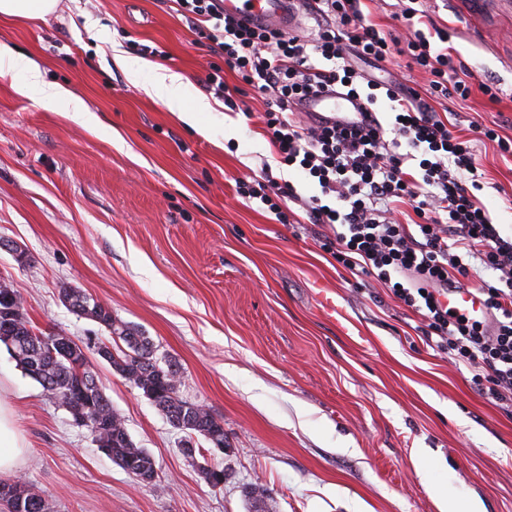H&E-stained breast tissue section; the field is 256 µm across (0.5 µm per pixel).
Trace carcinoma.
Listing matches in <instances>:
<instances>
[{"label": "carcinoma", "instance_id": "obj_1", "mask_svg": "<svg viewBox=\"0 0 512 512\" xmlns=\"http://www.w3.org/2000/svg\"><path fill=\"white\" fill-rule=\"evenodd\" d=\"M60 297L78 317L105 328L112 344V369L161 410L173 427L186 437H202L213 443V436L224 435V424L206 409L181 396L178 366H160L149 337L135 326L112 316V310L79 288L63 287ZM0 344L14 350L13 359L25 375L36 381L50 399L71 415L89 405L94 408L85 428L93 442L107 449V455L140 482H153V458L131 439L112 401L85 367V356L71 338L44 332L32 325L18 289L0 287ZM0 500L10 512H52L46 497L14 481H0Z\"/></svg>", "mask_w": 512, "mask_h": 512}]
</instances>
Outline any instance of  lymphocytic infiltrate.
Instances as JSON below:
<instances>
[{
    "mask_svg": "<svg viewBox=\"0 0 512 512\" xmlns=\"http://www.w3.org/2000/svg\"><path fill=\"white\" fill-rule=\"evenodd\" d=\"M194 36L218 55L202 85L229 111L255 91L264 101L262 130L282 165L300 171L316 192L302 196L279 182L270 165L260 176L237 179L244 200H259L272 221L320 225L319 248L354 279H375L422 320V340L450 362L472 371L492 399L512 401V235H503L470 191L476 175L471 143L496 142L512 156V141L470 122L471 139L456 137L427 98L467 100L470 75L444 50L447 30L429 20L425 0H398L395 35L367 22L362 0H302L310 33L281 34L225 17L224 0H172ZM408 58L427 77L425 90L366 79L351 57L372 62L392 54ZM236 74L238 86L224 80ZM332 89L375 105L394 102L391 123L366 128L306 122L296 109L310 93ZM416 220L399 223V206ZM492 272L478 294L486 318L453 313L439 295L474 267Z\"/></svg>",
    "mask_w": 512,
    "mask_h": 512,
    "instance_id": "obj_1",
    "label": "lymphocytic infiltrate"
}]
</instances>
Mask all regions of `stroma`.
<instances>
[{
    "mask_svg": "<svg viewBox=\"0 0 512 512\" xmlns=\"http://www.w3.org/2000/svg\"><path fill=\"white\" fill-rule=\"evenodd\" d=\"M448 31V51L471 75L468 100L431 99L454 134L470 122L512 139V98L489 101L480 83L512 90V0H429ZM0 42L36 61L43 81L68 97L16 92L25 74L0 60V278L18 286L32 323L76 340L101 335L59 290L82 289L149 336L180 368L181 394L224 423V449L182 451L175 429L140 390L98 356V383L158 476L138 482L45 396L0 346V401L24 448L10 481L44 495L54 512H253L246 490L262 483L266 512H439L431 490L447 486L484 512H512V402L477 390L427 347L420 319L383 285L355 286L316 246L311 224H277L235 192L237 178L276 167L253 119L215 105L181 121L145 95L154 80L126 67L156 62L190 90L214 56L195 45L162 0H60L48 20L0 16ZM124 65H117L113 50ZM97 117H74L72 98ZM476 195L512 233V158L475 143ZM429 455L421 467L418 449ZM224 469L212 488L203 465Z\"/></svg>",
    "mask_w": 512,
    "mask_h": 512,
    "instance_id": "obj_1",
    "label": "stroma"
}]
</instances>
